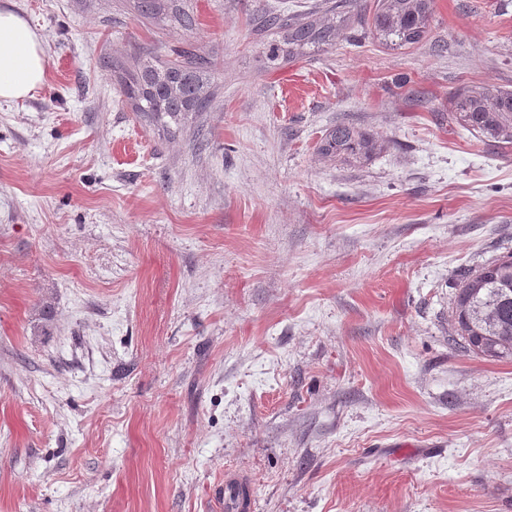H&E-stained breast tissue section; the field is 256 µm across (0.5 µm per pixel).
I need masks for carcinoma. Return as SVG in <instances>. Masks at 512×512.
Segmentation results:
<instances>
[{
  "mask_svg": "<svg viewBox=\"0 0 512 512\" xmlns=\"http://www.w3.org/2000/svg\"><path fill=\"white\" fill-rule=\"evenodd\" d=\"M140 19L157 26L178 25L187 36L197 22L191 0H128ZM355 0H324L321 14H269L265 24L282 33L268 45L275 62L282 56L303 57L306 48L336 44L355 22ZM432 0H377L371 31L386 45L402 48L430 32ZM120 91L132 111L149 122L168 118L179 124L208 109L213 96L214 64L208 54L189 42L170 49L166 58L150 53L131 65L112 64ZM448 119L502 145L512 144V90L462 87L449 99ZM380 143L348 123H339L322 138L318 153L338 163L369 158ZM454 319L458 336L469 352L492 360L512 359V253L463 275L456 289Z\"/></svg>",
  "mask_w": 512,
  "mask_h": 512,
  "instance_id": "obj_1",
  "label": "carcinoma"
}]
</instances>
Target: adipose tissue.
<instances>
[{
    "mask_svg": "<svg viewBox=\"0 0 512 512\" xmlns=\"http://www.w3.org/2000/svg\"><path fill=\"white\" fill-rule=\"evenodd\" d=\"M44 40L15 9L0 7V104L33 97L46 84Z\"/></svg>",
    "mask_w": 512,
    "mask_h": 512,
    "instance_id": "adipose-tissue-1",
    "label": "adipose tissue"
}]
</instances>
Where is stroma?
<instances>
[{
  "label": "stroma",
  "mask_w": 512,
  "mask_h": 512,
  "mask_svg": "<svg viewBox=\"0 0 512 512\" xmlns=\"http://www.w3.org/2000/svg\"><path fill=\"white\" fill-rule=\"evenodd\" d=\"M319 2L194 0L214 97L166 132L110 63L181 30L12 0L49 66L0 105V512H221L229 473L249 512H512V361L452 317L512 252V148L448 119L512 88V0L268 61L263 16ZM341 122L380 150L323 159Z\"/></svg>",
  "instance_id": "35a3bbf8"
}]
</instances>
